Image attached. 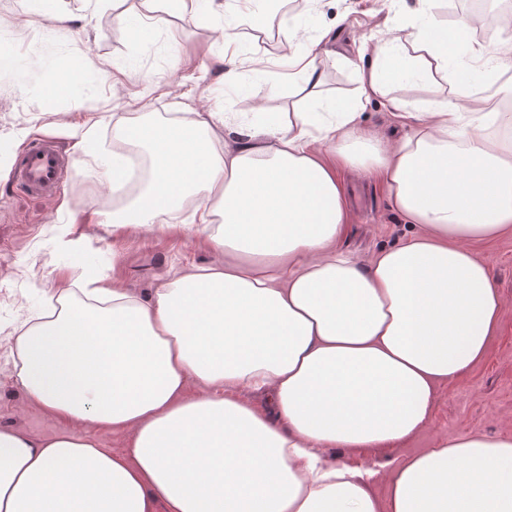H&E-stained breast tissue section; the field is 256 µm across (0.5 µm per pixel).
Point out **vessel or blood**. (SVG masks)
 <instances>
[{"label": "vessel or blood", "instance_id": "b4317fda", "mask_svg": "<svg viewBox=\"0 0 512 512\" xmlns=\"http://www.w3.org/2000/svg\"><path fill=\"white\" fill-rule=\"evenodd\" d=\"M69 173V160L56 145L35 141L17 158L12 179L19 190L47 195L59 190Z\"/></svg>", "mask_w": 512, "mask_h": 512}]
</instances>
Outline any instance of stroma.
<instances>
[{
	"label": "stroma",
	"mask_w": 512,
	"mask_h": 512,
	"mask_svg": "<svg viewBox=\"0 0 512 512\" xmlns=\"http://www.w3.org/2000/svg\"><path fill=\"white\" fill-rule=\"evenodd\" d=\"M222 12L195 7L163 14L151 31L140 17L151 0H0V427L34 438L66 431L25 403L12 378L14 357L9 334L17 319L47 310L61 280L101 271L115 282L148 297L162 282L194 264L215 260L197 238L174 230L142 232L113 240L95 221L101 201H112L104 161L112 157V129L103 127L94 141L77 148L67 124L87 113L108 111L130 117L190 116L194 112L242 114L261 104L265 119L296 109L314 112L319 102L352 99L357 71L380 63L394 72L390 98L407 111L422 112L449 97L467 59L447 79L412 77L406 39L423 21L417 0H288L266 14V23L239 12L235 0H220ZM315 11L313 25L302 27L307 42H320L321 85L317 99L305 97L288 80L278 60L288 49L282 18ZM234 26L240 61L236 81L224 82L221 26ZM91 63L70 76L72 60ZM68 77L60 95L48 96L49 82ZM367 132L389 144L401 142L412 127L386 101L367 104L360 118ZM35 138L58 142L72 157V172L57 195L37 197L12 184L13 164ZM348 213L336 241L339 249L368 263L383 248L402 243L411 233L375 176L347 171ZM82 239L81 247L59 245L61 227ZM473 250L488 268L504 307L485 359L439 389L432 424L407 441L387 448H339L337 459L362 466L398 462L431 448L441 436L479 431L496 437L512 434V233Z\"/></svg>",
	"instance_id": "obj_1"
}]
</instances>
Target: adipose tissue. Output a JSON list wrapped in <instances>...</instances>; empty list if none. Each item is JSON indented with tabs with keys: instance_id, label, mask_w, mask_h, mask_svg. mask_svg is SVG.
I'll list each match as a JSON object with an SVG mask.
<instances>
[{
	"instance_id": "1",
	"label": "adipose tissue",
	"mask_w": 512,
	"mask_h": 512,
	"mask_svg": "<svg viewBox=\"0 0 512 512\" xmlns=\"http://www.w3.org/2000/svg\"><path fill=\"white\" fill-rule=\"evenodd\" d=\"M488 50L472 24L411 41L420 72L474 73L512 57V19ZM388 72L324 116L269 123L94 113L112 124L113 230L189 211L218 258L144 298L105 276L57 289L50 313L10 334L29 406L72 429L0 427V512H512V434L466 432L392 467L386 497L335 448H380L428 427L439 386L484 359L503 300L472 250L512 230V111H483L466 83L392 146L364 131ZM367 170L417 226L369 266L336 248L343 169ZM198 392L189 395V383ZM126 431L123 452L88 424Z\"/></svg>"
}]
</instances>
